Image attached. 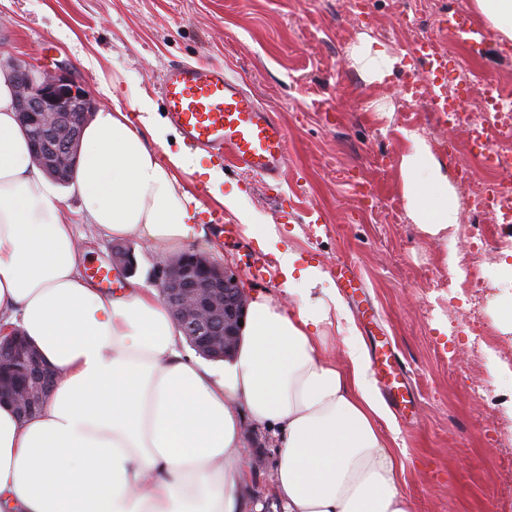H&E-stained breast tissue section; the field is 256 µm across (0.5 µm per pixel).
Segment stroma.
Returning a JSON list of instances; mask_svg holds the SVG:
<instances>
[{"label": "stroma", "mask_w": 512, "mask_h": 512, "mask_svg": "<svg viewBox=\"0 0 512 512\" xmlns=\"http://www.w3.org/2000/svg\"><path fill=\"white\" fill-rule=\"evenodd\" d=\"M472 9L473 0H0V43L18 62L44 67L67 62L97 106L130 111L145 95L163 101L157 85L173 63L221 62L240 76L288 135L280 180L268 182L220 162L223 192L241 194L243 210L278 227L282 247L303 263L320 265L336 289L348 321L328 332V353L348 359L349 345L387 340L405 364L409 405L394 411L401 487L413 512H512V252L478 265L496 286L477 304L448 297L453 272L443 248L464 253L469 238L430 235L410 220L400 175L404 131L428 140L458 195L459 178L443 142L468 149L466 124L437 125L427 95L412 99L406 86L421 68L410 54L418 41L438 40L451 58L461 47L438 20L448 8ZM371 41L399 57L383 82L370 80L350 59L354 44ZM470 101L479 80L512 83V42L476 55ZM117 85L107 96L103 82ZM319 209L322 223L307 219ZM84 254L82 275L110 262L113 240L75 222ZM193 250L234 272L245 291L279 297V272L258 237L232 217L207 224ZM134 275L115 272L118 285L137 281L154 289L168 252L132 237ZM351 262L355 289L338 286L335 266ZM496 334L476 361L472 326ZM277 443L248 427L244 452L252 478L249 495L263 512H282L273 472Z\"/></svg>", "instance_id": "1"}]
</instances>
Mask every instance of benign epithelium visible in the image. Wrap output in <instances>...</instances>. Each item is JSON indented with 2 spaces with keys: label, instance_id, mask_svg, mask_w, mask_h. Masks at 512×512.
I'll list each match as a JSON object with an SVG mask.
<instances>
[{
  "label": "benign epithelium",
  "instance_id": "7a95c632",
  "mask_svg": "<svg viewBox=\"0 0 512 512\" xmlns=\"http://www.w3.org/2000/svg\"><path fill=\"white\" fill-rule=\"evenodd\" d=\"M9 69L16 87L15 110L27 126L39 114L43 132L32 142L33 164L53 179L66 176L78 163L81 136L96 103L83 82L65 65L55 70L16 63L0 46V70ZM112 266L131 274L136 269L132 249L112 248ZM160 296L177 328L206 353L227 359L236 347L247 312L238 278L208 254L184 252L166 262L156 275ZM0 360L19 366L25 376L0 374V399L18 412L30 414L46 399L53 373L32 344L17 331L0 330Z\"/></svg>",
  "mask_w": 512,
  "mask_h": 512
}]
</instances>
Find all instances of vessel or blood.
Instances as JSON below:
<instances>
[{
    "mask_svg": "<svg viewBox=\"0 0 512 512\" xmlns=\"http://www.w3.org/2000/svg\"><path fill=\"white\" fill-rule=\"evenodd\" d=\"M439 28L478 52L492 40L490 32L461 9L443 15ZM411 55L424 68L432 111L443 116L458 111L460 95L448 90L447 56L425 41L416 44ZM160 94L170 121L189 146L229 157L234 166L254 176L278 180L288 156L286 131L223 64L170 65Z\"/></svg>",
    "mask_w": 512,
    "mask_h": 512,
    "instance_id": "obj_1",
    "label": "vessel or blood"
}]
</instances>
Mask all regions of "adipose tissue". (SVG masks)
I'll return each instance as SVG.
<instances>
[{"label":"adipose tissue","instance_id":"obj_1","mask_svg":"<svg viewBox=\"0 0 512 512\" xmlns=\"http://www.w3.org/2000/svg\"><path fill=\"white\" fill-rule=\"evenodd\" d=\"M14 101L0 71V326L26 336L58 380L32 416L0 404V512H261L241 495L249 422L278 441L283 512H412L367 353L351 346L343 365L327 355L324 329L345 313L335 293L313 301L319 267L264 237L281 299L252 294L233 356L219 370L198 364L154 292L132 284L110 295L82 278L72 223L31 161ZM169 132L147 98L91 114L76 169L83 223L169 250L204 238L183 173L207 175L211 197L242 217L219 168L168 150ZM404 137L407 213L447 232L458 210L446 178L420 133Z\"/></svg>","mask_w":512,"mask_h":512}]
</instances>
